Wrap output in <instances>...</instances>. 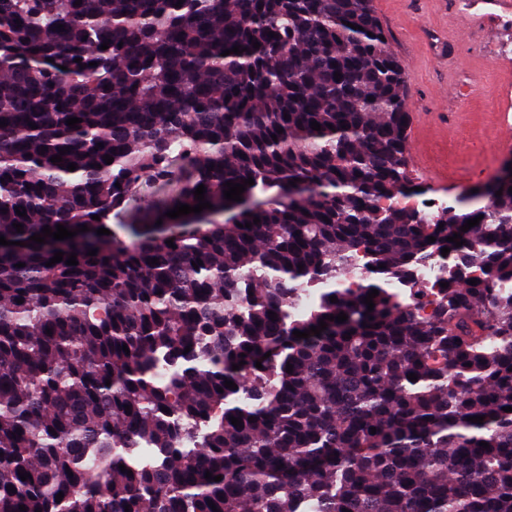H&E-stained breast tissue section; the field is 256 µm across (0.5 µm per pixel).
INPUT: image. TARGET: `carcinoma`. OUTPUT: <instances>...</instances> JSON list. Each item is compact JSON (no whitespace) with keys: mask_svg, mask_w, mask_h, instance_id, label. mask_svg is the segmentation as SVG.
<instances>
[{"mask_svg":"<svg viewBox=\"0 0 512 512\" xmlns=\"http://www.w3.org/2000/svg\"><path fill=\"white\" fill-rule=\"evenodd\" d=\"M385 37L370 0H0V512H512V179L402 202ZM147 182L160 205L97 235ZM201 184L213 208L165 216ZM443 247L424 319L391 283Z\"/></svg>","mask_w":512,"mask_h":512,"instance_id":"1","label":"carcinoma"}]
</instances>
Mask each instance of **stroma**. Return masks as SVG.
Here are the masks:
<instances>
[{
	"label": "stroma",
	"mask_w": 512,
	"mask_h": 512,
	"mask_svg": "<svg viewBox=\"0 0 512 512\" xmlns=\"http://www.w3.org/2000/svg\"><path fill=\"white\" fill-rule=\"evenodd\" d=\"M470 2L466 8L459 0H371L403 64L410 112L428 120L438 112L456 116L454 136H429L426 148L430 164L447 165V185L411 173L431 196L450 202L492 183L512 159V140L497 137L498 113L512 109V90L503 84L512 57L497 54L512 46V9L501 0ZM470 205L481 202L471 197Z\"/></svg>",
	"instance_id": "stroma-1"
}]
</instances>
